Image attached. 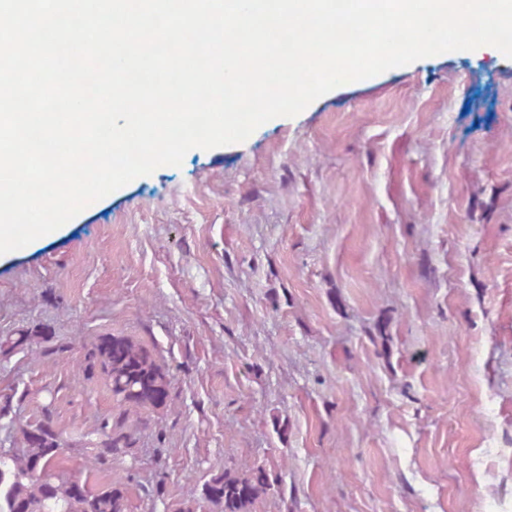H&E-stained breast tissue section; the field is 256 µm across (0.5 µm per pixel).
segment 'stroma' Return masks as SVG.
I'll use <instances>...</instances> for the list:
<instances>
[{"instance_id":"1","label":"stroma","mask_w":512,"mask_h":512,"mask_svg":"<svg viewBox=\"0 0 512 512\" xmlns=\"http://www.w3.org/2000/svg\"><path fill=\"white\" fill-rule=\"evenodd\" d=\"M0 448L51 419L127 512H512V59L477 48L339 85L246 141L189 150L0 255ZM129 336L170 373L128 455L85 354ZM273 482L271 474L263 466L245 470L224 469L223 473L212 475L200 489L197 488L198 499L219 512H251Z\"/></svg>"}]
</instances>
